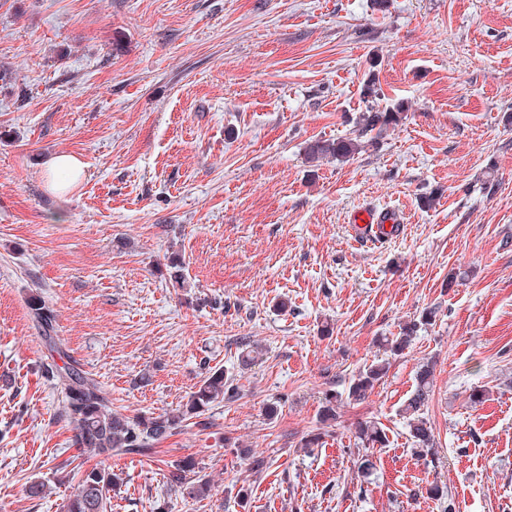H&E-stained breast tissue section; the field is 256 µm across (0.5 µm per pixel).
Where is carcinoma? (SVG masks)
I'll return each mask as SVG.
<instances>
[{
	"label": "carcinoma",
	"mask_w": 512,
	"mask_h": 512,
	"mask_svg": "<svg viewBox=\"0 0 512 512\" xmlns=\"http://www.w3.org/2000/svg\"><path fill=\"white\" fill-rule=\"evenodd\" d=\"M404 112L405 106L402 103L383 110L372 106L359 116L358 129L354 131V136L336 140H315L308 144L307 156L312 160L327 156L337 160L353 157L362 149V138L397 126L402 121ZM29 308L49 352L61 359L66 357L62 343L55 334L54 309L39 295L30 297ZM432 317L433 311L429 310L419 321L406 325L399 336L386 341L385 351L393 356L401 355L409 347L417 328L428 324ZM389 368L390 362L382 359L359 371L349 384L348 398L357 403L368 400L375 385L386 376ZM47 372L55 385L61 388V416L74 432V444L104 459L122 454H151L155 451V445L171 436L183 422L201 416L215 402L231 400L236 396L235 389L231 388L228 378L224 376V371L210 370L178 410L129 417L112 411V401L108 393L95 378L79 367L65 362L61 366L51 365ZM432 377V364L426 363L419 367L416 372V385L403 407L413 449L425 457L435 455L432 427L424 417V408L427 407L432 392ZM338 398L337 393L326 395L319 413L321 423L330 424L336 421ZM356 434L362 447L357 449L354 465L360 476L366 479L375 468L372 449L384 446L387 435L372 420L358 422ZM164 477L169 489L175 493L199 500L210 495L209 476L202 473L191 459L171 462L167 465ZM114 482L115 474L102 463L84 470L77 488L68 498L65 512H105L109 500L107 494L112 490Z\"/></svg>",
	"instance_id": "carcinoma-1"
}]
</instances>
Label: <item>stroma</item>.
I'll return each instance as SVG.
<instances>
[{
	"label": "stroma",
	"instance_id": "35a3bbf8",
	"mask_svg": "<svg viewBox=\"0 0 512 512\" xmlns=\"http://www.w3.org/2000/svg\"><path fill=\"white\" fill-rule=\"evenodd\" d=\"M371 76L404 119L349 160L309 161V141L351 136ZM509 113L512 0H0V512H65L97 462L60 418L36 291L115 412L177 409L212 368L236 389L152 457L110 458L111 512H443L433 483L457 512H512ZM62 153L87 166L63 198L44 175ZM366 207L398 232L356 241ZM427 309L370 398L346 400L382 338ZM245 339L263 349L247 369ZM426 361L435 463L400 415ZM361 420L388 438L365 484ZM228 436L269 468L253 473ZM185 457L208 498L167 489ZM34 481L46 497L27 495Z\"/></svg>",
	"mask_w": 512,
	"mask_h": 512
}]
</instances>
